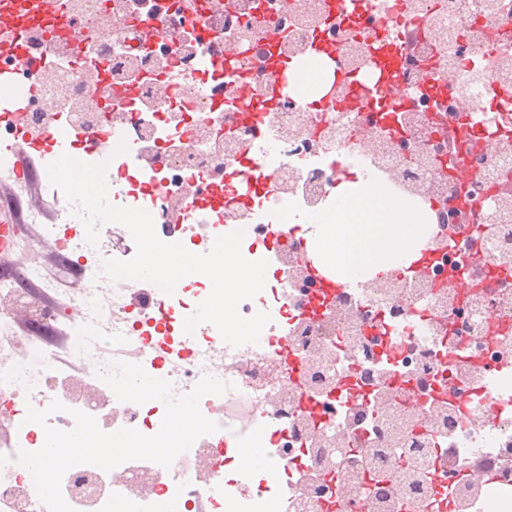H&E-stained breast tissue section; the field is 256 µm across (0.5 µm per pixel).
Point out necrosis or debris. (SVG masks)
<instances>
[{"instance_id": "1", "label": "necrosis or debris", "mask_w": 512, "mask_h": 512, "mask_svg": "<svg viewBox=\"0 0 512 512\" xmlns=\"http://www.w3.org/2000/svg\"><path fill=\"white\" fill-rule=\"evenodd\" d=\"M18 36L41 68L15 71L33 93L0 120V148L15 127L45 137L62 124L93 164L111 139L109 204L145 210L162 241L195 254L243 231V256L267 260L271 280L239 311L271 321L255 345L231 346L208 323L186 335L204 275L170 294L109 280L105 260L136 254L124 226L98 223L92 245L71 205L49 223L28 211L30 251L77 256L82 286L72 320L38 294V264L0 276V340L14 352L0 364V512H47L17 460L45 439L28 408L60 401L49 423L64 431L75 409L107 433L159 431L163 402L119 401L103 381L117 362L169 380L177 396L207 375L225 382L200 401L218 429L168 468L71 467L61 490L74 512H388L363 490L373 465L397 512H487L485 497L455 495L481 472L512 506V277L494 273L512 256V221L483 219L512 183V0H347L338 13L327 0H59L57 15ZM320 39L347 74H373L390 54L392 78L357 110L342 83L303 102L284 81L269 106L270 46L299 59ZM94 60L112 71L98 85ZM342 161L428 216L427 263L387 270L391 288L364 280L325 295L289 225L330 201ZM228 180L251 189L252 208L229 193L201 218L199 197ZM19 310L45 328L68 322L78 373L44 336L13 334ZM259 436L265 468L227 474Z\"/></svg>"}]
</instances>
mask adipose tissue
I'll return each mask as SVG.
<instances>
[{"mask_svg": "<svg viewBox=\"0 0 512 512\" xmlns=\"http://www.w3.org/2000/svg\"><path fill=\"white\" fill-rule=\"evenodd\" d=\"M298 222L309 250L346 282L409 265L427 239L420 209L395 205L364 178L342 184L330 206Z\"/></svg>", "mask_w": 512, "mask_h": 512, "instance_id": "1", "label": "adipose tissue"}]
</instances>
